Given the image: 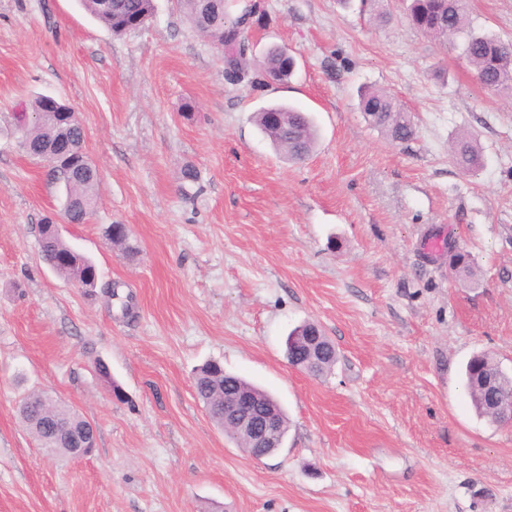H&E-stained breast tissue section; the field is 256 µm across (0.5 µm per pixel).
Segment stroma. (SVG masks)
Listing matches in <instances>:
<instances>
[{"label":"stroma","mask_w":512,"mask_h":512,"mask_svg":"<svg viewBox=\"0 0 512 512\" xmlns=\"http://www.w3.org/2000/svg\"><path fill=\"white\" fill-rule=\"evenodd\" d=\"M237 3L253 54L295 57L288 84L226 80L176 0L118 37L76 0H0V512H512V427L462 385L480 352L512 371V94L400 0L382 26L360 0ZM467 5L473 30L512 41V0ZM364 87L411 112L412 140L367 125ZM39 95L74 109L99 172L93 211L62 228L100 271L90 289L40 259L63 197L15 120ZM274 103L313 116L304 162L257 127ZM463 132L474 176L449 152ZM453 246L475 279L452 276ZM306 321L337 349L319 378L286 358ZM208 361L278 399L276 454L252 460L211 420L194 391ZM34 391L93 423L90 456L41 448L18 415ZM454 163L465 174L473 173L482 162L481 149L477 140L468 134L458 135L451 146Z\"/></svg>","instance_id":"obj_1"}]
</instances>
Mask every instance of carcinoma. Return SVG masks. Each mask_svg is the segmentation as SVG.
<instances>
[{"label":"carcinoma","mask_w":512,"mask_h":512,"mask_svg":"<svg viewBox=\"0 0 512 512\" xmlns=\"http://www.w3.org/2000/svg\"><path fill=\"white\" fill-rule=\"evenodd\" d=\"M82 8L103 24L115 36L127 33L126 22L138 18L142 25L150 24L155 17L154 0H80ZM178 6L189 23L214 45H225L231 52V61L236 75L245 74L242 66L245 51V38L240 31L226 27L227 5L225 0H177ZM405 19L415 29L445 43L448 38L463 32L467 27L466 0H409ZM463 58L472 70L474 78L482 79L481 87L488 91L512 92V42H506L492 35L469 34L463 48ZM266 71L274 74L281 83L287 82L295 68L283 56V51L273 49L266 60ZM35 117L26 120L19 118L22 145L29 147L27 154L48 163L52 162L49 148L60 141L62 123L55 117H41L43 97L37 96L30 105ZM360 111L370 126L377 129L393 142L404 143L415 135L411 114L393 96L381 89H367L361 93ZM254 120L259 130L269 139L275 150L290 161L305 159L314 149L317 131L311 117L292 106L272 105L255 113ZM68 143L79 161L66 176L56 166H51L52 174L64 190V211L75 220L84 219L85 211L95 206L98 175L96 170L76 176L84 168V134L74 127L67 132ZM454 163L465 174L473 173L482 162L481 149L477 140L468 134L458 135L451 146ZM45 250L43 260L56 273L66 277L70 271L58 263L59 255L68 252V245L58 238L42 237ZM452 274L462 278L476 275L470 255L456 250L451 258ZM311 323H304L291 331L287 341V357L290 364L308 360L307 336ZM324 357L306 366L313 376H320L331 370L336 361V347L329 338ZM498 374V386L506 394L512 393V374L504 371L495 359L487 354L473 357L465 367V376L472 407L476 415L490 424H498L495 414L489 409L484 391L480 387L484 375ZM194 390L197 398L206 407L211 420L224 426V399L237 391L251 395L257 402L265 404L274 401V396L251 382L224 373V368L209 362L199 371ZM20 416L30 421L29 428L44 448H56L58 454H67L52 432V426L61 422L81 426L85 423L78 415L55 402L46 393H31L22 399Z\"/></svg>","instance_id":"1"}]
</instances>
